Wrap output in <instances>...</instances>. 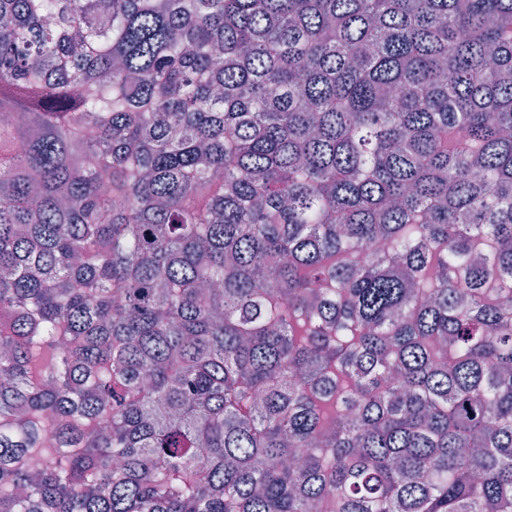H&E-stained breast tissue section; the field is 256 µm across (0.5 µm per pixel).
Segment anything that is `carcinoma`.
I'll return each mask as SVG.
<instances>
[{
	"mask_svg": "<svg viewBox=\"0 0 512 512\" xmlns=\"http://www.w3.org/2000/svg\"><path fill=\"white\" fill-rule=\"evenodd\" d=\"M316 504L512 512V0H0V512Z\"/></svg>",
	"mask_w": 512,
	"mask_h": 512,
	"instance_id": "obj_1",
	"label": "carcinoma"
}]
</instances>
